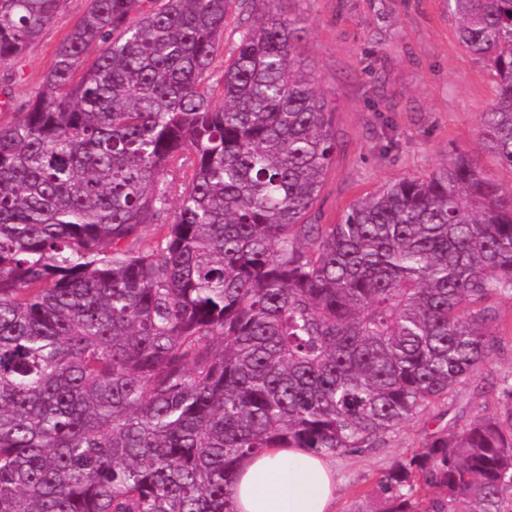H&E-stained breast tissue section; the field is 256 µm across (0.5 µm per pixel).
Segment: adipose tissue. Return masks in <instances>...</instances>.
I'll use <instances>...</instances> for the list:
<instances>
[{"mask_svg":"<svg viewBox=\"0 0 512 512\" xmlns=\"http://www.w3.org/2000/svg\"><path fill=\"white\" fill-rule=\"evenodd\" d=\"M238 472V512H334L335 470L326 456L272 448L242 459Z\"/></svg>","mask_w":512,"mask_h":512,"instance_id":"obj_1","label":"adipose tissue"}]
</instances>
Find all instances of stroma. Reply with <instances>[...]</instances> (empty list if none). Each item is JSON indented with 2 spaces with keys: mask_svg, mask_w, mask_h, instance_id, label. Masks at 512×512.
<instances>
[{
  "mask_svg": "<svg viewBox=\"0 0 512 512\" xmlns=\"http://www.w3.org/2000/svg\"><path fill=\"white\" fill-rule=\"evenodd\" d=\"M89 5L62 0L57 20L0 66V125L16 119ZM276 8L301 20L299 58L315 70L333 114L338 149L316 206L321 223H336L353 200L388 180L432 173L451 151L479 154L489 173L512 183L511 170L479 151L478 123L493 99V79L460 46L444 0H278ZM498 310L504 331L491 364L447 404L402 422L373 448L332 456L335 512H381L382 468L432 433L500 411L499 384L512 376V299H500Z\"/></svg>",
  "mask_w": 512,
  "mask_h": 512,
  "instance_id": "stroma-1",
  "label": "stroma"
}]
</instances>
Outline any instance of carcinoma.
<instances>
[{"label":"carcinoma","mask_w":512,"mask_h":512,"mask_svg":"<svg viewBox=\"0 0 512 512\" xmlns=\"http://www.w3.org/2000/svg\"><path fill=\"white\" fill-rule=\"evenodd\" d=\"M60 2L0 0L1 65ZM272 2L91 0L0 127V512H236L243 457L371 448L488 364L512 184L452 151L318 223L336 130ZM446 4L493 77L479 144L512 169V0ZM499 394L390 464L381 512H512V380ZM238 12L233 13L228 24L224 27V33L220 35L218 56L216 58V71L222 70L224 60H226L233 52L235 46L239 42L241 32ZM192 170L187 166L174 164L168 167L164 174V180L168 183L170 197L173 203H176L178 195L181 193L184 185L188 182Z\"/></svg>","instance_id":"cac0c4a2"}]
</instances>
